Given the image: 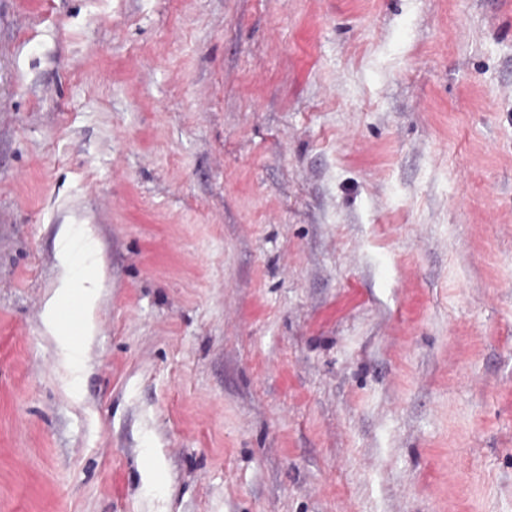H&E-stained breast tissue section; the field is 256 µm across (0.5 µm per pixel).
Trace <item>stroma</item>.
<instances>
[{
    "label": "stroma",
    "mask_w": 512,
    "mask_h": 512,
    "mask_svg": "<svg viewBox=\"0 0 512 512\" xmlns=\"http://www.w3.org/2000/svg\"><path fill=\"white\" fill-rule=\"evenodd\" d=\"M0 512H512V0H0ZM58 283L45 302L46 331L57 338L63 359L77 372L85 342L95 335L94 309L104 271L95 258L91 229L87 224H63L57 236ZM77 310L65 320L63 312Z\"/></svg>",
    "instance_id": "35a3bbf8"
}]
</instances>
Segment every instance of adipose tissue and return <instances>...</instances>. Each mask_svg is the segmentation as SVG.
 <instances>
[{
	"mask_svg": "<svg viewBox=\"0 0 512 512\" xmlns=\"http://www.w3.org/2000/svg\"><path fill=\"white\" fill-rule=\"evenodd\" d=\"M56 245L58 283L45 302V328L56 337L63 359L76 369L85 342L96 331L93 313L104 271L89 225H61Z\"/></svg>",
	"mask_w": 512,
	"mask_h": 512,
	"instance_id": "obj_1",
	"label": "adipose tissue"
}]
</instances>
